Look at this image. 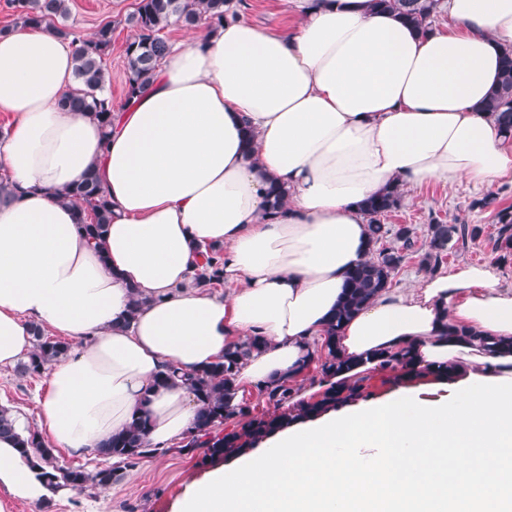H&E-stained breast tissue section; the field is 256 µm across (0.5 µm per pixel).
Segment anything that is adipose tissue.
Wrapping results in <instances>:
<instances>
[{
	"label": "adipose tissue",
	"instance_id": "1",
	"mask_svg": "<svg viewBox=\"0 0 512 512\" xmlns=\"http://www.w3.org/2000/svg\"><path fill=\"white\" fill-rule=\"evenodd\" d=\"M296 25L201 22L171 47L103 134L62 107L71 46L48 29L0 31V368L33 350L32 325L65 337L39 428L88 455L135 415L162 448L200 404L160 372L202 369L260 337L240 387L297 379L324 338L347 272L369 259L365 200L464 179L512 185V140L482 103L512 44V0H448L417 28L370 0H286ZM96 173L111 211L100 244L61 195ZM281 201H274V193ZM224 247L221 296L193 286ZM138 311H131L133 299ZM466 327L479 342L448 340ZM512 289L463 264L372 298L336 335L351 371L414 346L421 377L392 370L379 396L288 427L191 480L173 512H512ZM451 364V378L433 370ZM0 491L48 490L0 437Z\"/></svg>",
	"mask_w": 512,
	"mask_h": 512
}]
</instances>
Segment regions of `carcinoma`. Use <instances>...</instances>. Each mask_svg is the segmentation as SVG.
Here are the masks:
<instances>
[{"mask_svg": "<svg viewBox=\"0 0 512 512\" xmlns=\"http://www.w3.org/2000/svg\"><path fill=\"white\" fill-rule=\"evenodd\" d=\"M20 24L49 28L70 41L75 58V88L66 96L63 105L77 112L92 115L105 133L112 127V94L107 92V61L112 54V24L100 26L90 37L76 35L70 27L58 22L68 16L67 0H12ZM376 9L391 11L406 22L420 28L431 19L439 8V0H372ZM230 12V0H139L135 11L125 18L136 36L125 48L127 78L125 103H130L149 85L158 62L168 53L171 44L162 31L172 24L194 27L201 21L221 23ZM482 110L492 113L502 131L512 133V48L504 51L499 83L482 104ZM64 198L79 212V226L88 240L100 242L109 224L110 211L94 175L67 190ZM402 192L395 189L366 200L370 218L368 224L371 242L382 240L389 229L380 223V217L400 206ZM496 249L501 258L512 256V207L497 210ZM429 249L421 259L422 269L431 272L438 268L448 242L455 236L465 240L475 239L481 229L467 224H431ZM205 267L194 276V285H221L224 283V259L216 247L206 250ZM405 259L399 251L383 248L372 258L350 270L345 278L344 292L336 308L331 326L320 344L319 355L310 360L306 371L314 370L320 382L329 383L315 401L298 400L285 410L280 406L294 397L295 389L286 382L272 384L259 390L261 396L274 405L272 413H253L244 398L239 396L235 375L240 361L257 351L263 341L255 338L247 343L235 344L224 351V360L192 374L183 375L184 384L190 386L200 402L197 425L189 431L181 449L201 448V463L237 455L285 427L295 417L311 416L324 412L340 402L354 401L368 395L364 378H358L340 387L330 379L343 369H350L346 360L336 352V329L351 318L378 293L391 287L394 273ZM34 350L28 359L17 365L21 376L44 373L52 364L67 357L69 343L45 335L44 330L33 326ZM378 367L401 366L412 370L413 348L408 346L398 352L377 357ZM236 417L244 418L240 427L225 432L224 422ZM150 421L146 415L134 417L122 431L112 435L97 450V455L114 461V465L93 473L82 467L61 465L54 450L39 432H16L15 420L7 408L0 409V435L17 440L20 453L40 471L51 493L64 489H83L88 485L107 487L117 478V471L134 467L143 458L159 453L146 440Z\"/></svg>", "mask_w": 512, "mask_h": 512, "instance_id": "obj_1", "label": "carcinoma"}]
</instances>
